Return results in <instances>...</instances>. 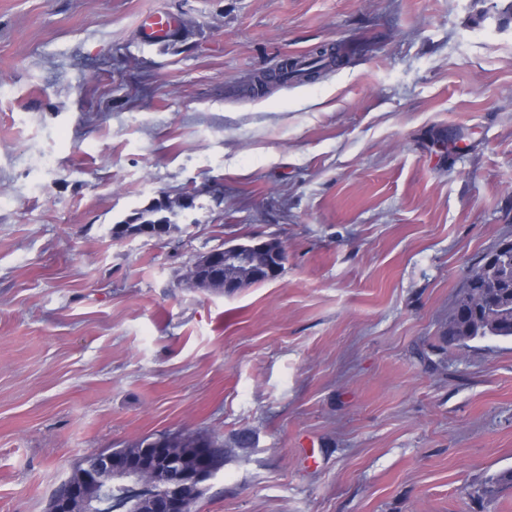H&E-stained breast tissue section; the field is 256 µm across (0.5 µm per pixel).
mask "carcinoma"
I'll list each match as a JSON object with an SVG mask.
<instances>
[{
	"instance_id": "carcinoma-1",
	"label": "carcinoma",
	"mask_w": 512,
	"mask_h": 512,
	"mask_svg": "<svg viewBox=\"0 0 512 512\" xmlns=\"http://www.w3.org/2000/svg\"><path fill=\"white\" fill-rule=\"evenodd\" d=\"M341 64L338 48L321 45L308 56L292 60L286 73L302 82H314ZM174 212L169 206L153 205L139 213L145 224H162L166 234L179 229L172 220ZM274 261L271 252L258 258L252 268L235 274L242 286L261 284L267 279L260 277L262 269ZM495 337L512 338V240L504 239L492 250L484 253L469 270L459 289L453 307L448 313V328L443 333L450 346L465 345L475 339ZM163 439L167 447L188 456L193 448L204 443L216 449L217 466L224 467V447L249 448L253 435L239 432L232 436L230 444L211 435L195 433L160 432L152 435ZM512 487V469L501 472L490 483L477 490L481 496H494L501 487Z\"/></svg>"
}]
</instances>
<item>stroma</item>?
<instances>
[{"label": "stroma", "mask_w": 512, "mask_h": 512, "mask_svg": "<svg viewBox=\"0 0 512 512\" xmlns=\"http://www.w3.org/2000/svg\"><path fill=\"white\" fill-rule=\"evenodd\" d=\"M492 0H0V512L96 452L231 439L192 512H512V340H443L512 239ZM153 12L171 41L139 40ZM343 64L266 93L323 44ZM168 199L179 232L112 227ZM278 238L282 275L184 273ZM206 262H221L224 265H246L249 262V254L240 245L216 247L205 255Z\"/></svg>", "instance_id": "1"}]
</instances>
